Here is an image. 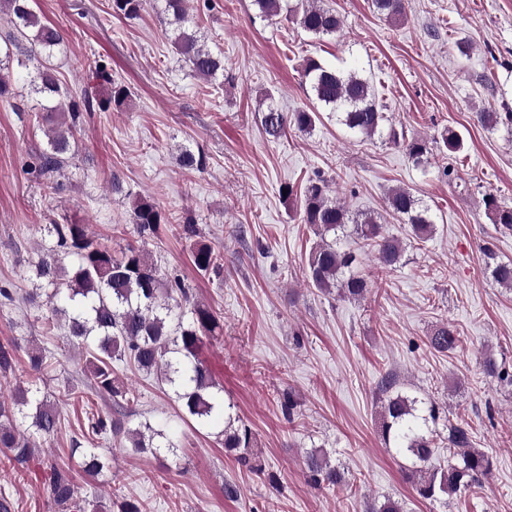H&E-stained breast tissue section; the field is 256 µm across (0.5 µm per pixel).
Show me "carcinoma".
Masks as SVG:
<instances>
[{
    "label": "carcinoma",
    "instance_id": "obj_1",
    "mask_svg": "<svg viewBox=\"0 0 512 512\" xmlns=\"http://www.w3.org/2000/svg\"><path fill=\"white\" fill-rule=\"evenodd\" d=\"M165 12L173 17V45L177 54L200 78L210 80L224 71L221 59L201 41L188 22L189 0H164ZM407 0H372L374 11L386 18L405 14ZM259 13L266 18L285 16L305 32L318 38L339 34L344 26L336 12L320 0H254ZM146 0H112V15L137 18ZM7 27L0 28V100L13 98L9 68L13 63L28 70L31 92L30 110L37 113L47 147L34 159L29 168L46 186L57 191V177L75 156L78 136L85 115L95 110L107 111L120 107L129 96L126 86L112 79V70L95 62L90 70L88 85L79 95L62 89L51 59L64 44L61 33L44 23L31 5V0H0V16ZM302 79L308 82L316 102L341 115V122L351 132L373 138L383 132L387 116L378 109L370 82L355 72L345 73L319 60H304ZM320 120V111L298 110L284 112L270 106L261 113L260 123L265 134L278 140L294 127L312 130ZM476 120L483 126L501 124L512 132V112H478ZM389 139L402 147L408 158L420 165L432 154L423 140L400 138L390 128ZM463 148V138L451 128L441 133L436 142L440 152L456 153ZM184 167L203 171L207 156L203 149H183ZM287 197L301 198V222L312 226L320 237L312 247L307 262L308 285L322 293L337 292L342 299L357 301L370 288L367 279L345 270L359 261L360 248L341 247L327 236L345 231L348 224L357 225V240L374 253L380 272H388L400 263L403 242L389 235L374 215L354 214L343 203L328 196V185L318 176L308 181L303 194L291 183L281 185ZM485 204L493 215V223L502 230L512 231V207L499 202L491 193ZM389 211L411 225L412 234L426 239L433 231L429 209L420 205L408 190L396 188L387 195ZM130 221L136 243L114 250L92 237L87 225L66 223L46 225L54 245L45 249L31 263L30 272L40 282L41 292L26 297L38 307L46 306L50 316L47 326L64 319V336L69 347L85 356L91 386L115 404L130 407L138 402L137 391L131 389L117 374L115 362L126 363L137 371L154 373L168 385L179 403L181 420L208 427L216 414L224 413V389L216 383L212 370L198 358L203 338L219 328L215 312L191 301L189 288L176 274L161 272L148 262L145 244L158 237L161 226L169 223L166 213L153 200L139 197L133 201ZM195 268L205 274L218 273L224 267L223 256L207 244L196 246L192 252ZM499 284L512 287V262H498L491 270ZM428 347L437 353L457 348L460 337L454 326L446 323L427 337ZM20 343L0 344V375L15 373ZM53 367L52 357L40 351L29 355L30 379L17 385L7 397L0 398V448L10 452V459L25 466L34 456L36 439H48L57 433L61 424V404L64 399L39 386V381ZM485 371L506 386L512 387V372L497 366L488 358ZM392 374L380 381L379 433L385 447L404 450L408 464L405 475L418 496L437 502L458 494L483 490L493 467L492 456L472 445L470 426L464 422L447 421L448 436H443L429 423L439 419V407L429 398L412 397L396 390ZM28 421L27 433L17 427V418ZM224 448L236 453L237 460L253 471H262L256 463L254 434L245 423L236 426L225 422L219 432ZM83 438L90 440H125L126 448L134 454H157L176 448L172 431L165 422H140L130 425L128 417L109 413H87V431ZM448 441V465L427 466L439 440ZM71 457L83 474L95 478L107 467L106 458L96 448H84L75 439ZM74 467V468H76ZM74 468L49 463L45 466L44 488L55 512H112V506L94 504L78 496ZM306 481L315 488L326 489L347 483L345 472L332 465L329 454L311 449L303 456Z\"/></svg>",
    "mask_w": 512,
    "mask_h": 512
}]
</instances>
